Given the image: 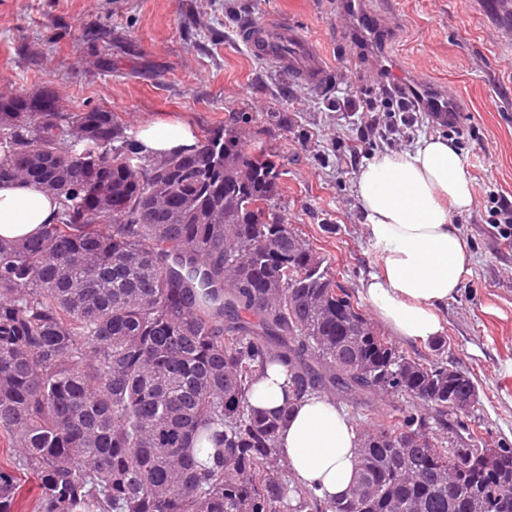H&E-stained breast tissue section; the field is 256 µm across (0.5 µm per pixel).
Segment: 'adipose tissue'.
I'll return each mask as SVG.
<instances>
[{"label":"adipose tissue","mask_w":512,"mask_h":512,"mask_svg":"<svg viewBox=\"0 0 512 512\" xmlns=\"http://www.w3.org/2000/svg\"><path fill=\"white\" fill-rule=\"evenodd\" d=\"M147 154L196 142L184 121L149 123L137 136ZM356 194L381 271L364 285L375 316L396 336L428 341L442 330L440 313L459 292L473 260L453 218L475 205L472 180L448 139L428 136L413 150L383 154L361 166ZM58 201L33 182L0 183V237L21 240L53 223ZM252 407L275 412L290 407L278 444L296 481L322 498L346 495L352 485L358 440L346 411L323 397L288 400V376L270 366L253 384Z\"/></svg>","instance_id":"1"}]
</instances>
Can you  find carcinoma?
<instances>
[{"mask_svg": "<svg viewBox=\"0 0 512 512\" xmlns=\"http://www.w3.org/2000/svg\"><path fill=\"white\" fill-rule=\"evenodd\" d=\"M280 177L231 121L154 156L108 110L0 99V183L61 205L37 236L0 238V512L17 471L39 480L37 512H512V446L487 465L450 420L477 401L471 377L440 338L426 363L380 334L277 212ZM274 363L297 400H405L358 429L351 494L283 475L286 413L247 400Z\"/></svg>", "mask_w": 512, "mask_h": 512, "instance_id": "obj_1", "label": "carcinoma"}]
</instances>
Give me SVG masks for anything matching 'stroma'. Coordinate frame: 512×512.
Here are the masks:
<instances>
[{"label": "stroma", "instance_id": "1", "mask_svg": "<svg viewBox=\"0 0 512 512\" xmlns=\"http://www.w3.org/2000/svg\"><path fill=\"white\" fill-rule=\"evenodd\" d=\"M338 0H0V98L54 93L68 112L103 107L128 133L183 119L196 133L233 117L252 147L277 156L281 215L357 301L379 272L355 178L381 153L448 138L474 184L475 208L456 216L474 259L443 313L448 362L477 385L460 421L512 444V238L490 212L512 200V0H366L391 35L390 55L425 81L456 91L455 126L405 113L402 142L369 130L361 106L388 79ZM281 19L323 57L330 79L309 87L237 42L246 22ZM103 36L88 39L87 31Z\"/></svg>", "mask_w": 512, "mask_h": 512}]
</instances>
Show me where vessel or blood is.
I'll list each match as a JSON object with an SVG mask.
<instances>
[{
  "label": "vessel or blood",
  "mask_w": 512,
  "mask_h": 512,
  "mask_svg": "<svg viewBox=\"0 0 512 512\" xmlns=\"http://www.w3.org/2000/svg\"><path fill=\"white\" fill-rule=\"evenodd\" d=\"M339 9L354 13L357 26L366 40L382 42L380 19L365 7L363 0H339ZM237 39L253 54L287 71L304 84L316 86L328 77V70L309 39L279 20L268 19L244 25L238 31ZM378 63L405 91L410 92L412 99L422 108L438 113L441 121L457 120L463 105L448 88L432 85L400 70L388 54H381Z\"/></svg>",
  "instance_id": "vessel-or-blood-1"
}]
</instances>
